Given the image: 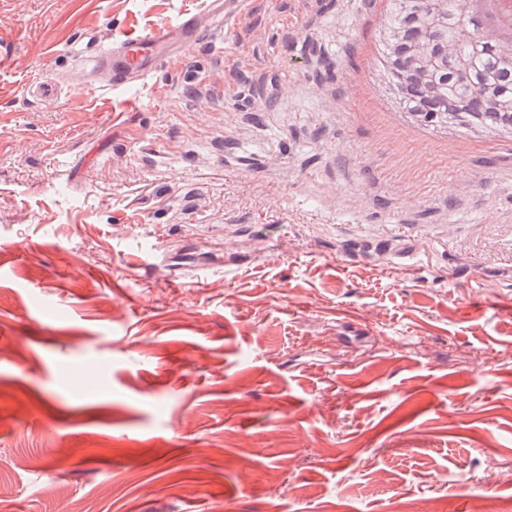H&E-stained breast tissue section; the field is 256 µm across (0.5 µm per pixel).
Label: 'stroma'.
I'll return each mask as SVG.
<instances>
[{"mask_svg":"<svg viewBox=\"0 0 512 512\" xmlns=\"http://www.w3.org/2000/svg\"><path fill=\"white\" fill-rule=\"evenodd\" d=\"M208 2L0 0V512L512 502V141L391 120L382 0L112 91L98 46ZM457 485L468 488L467 495L471 498L474 512H502L509 508L501 506L500 499L494 495L478 492L472 485L470 478L465 474H459L456 478Z\"/></svg>","mask_w":512,"mask_h":512,"instance_id":"obj_1","label":"stroma"}]
</instances>
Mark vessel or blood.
I'll list each match as a JSON object with an SVG mask.
<instances>
[{
    "label": "vessel or blood",
    "instance_id": "obj_1",
    "mask_svg": "<svg viewBox=\"0 0 512 512\" xmlns=\"http://www.w3.org/2000/svg\"><path fill=\"white\" fill-rule=\"evenodd\" d=\"M249 5L250 0H210L209 9L223 13L224 26L229 29L247 13ZM199 21V15H184L174 27L158 28L144 35L114 42L99 57L101 64L112 67L113 86L134 87L142 83L159 62V47L190 42Z\"/></svg>",
    "mask_w": 512,
    "mask_h": 512
}]
</instances>
